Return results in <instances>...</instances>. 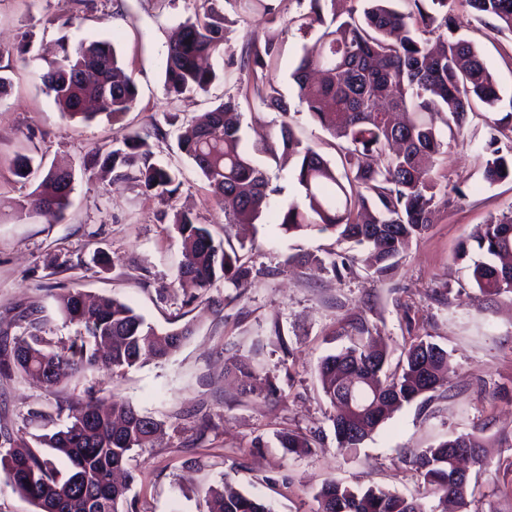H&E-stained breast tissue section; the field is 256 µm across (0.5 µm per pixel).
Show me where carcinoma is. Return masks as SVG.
Listing matches in <instances>:
<instances>
[{
  "instance_id": "cac0c4a2",
  "label": "carcinoma",
  "mask_w": 512,
  "mask_h": 512,
  "mask_svg": "<svg viewBox=\"0 0 512 512\" xmlns=\"http://www.w3.org/2000/svg\"><path fill=\"white\" fill-rule=\"evenodd\" d=\"M220 0H203L205 20L180 25L166 45L164 88L167 95L205 93L216 79L202 60L221 53L224 14ZM246 13L275 16L272 0H237ZM308 4L298 16L299 30L319 29L314 49L299 60L291 77L301 104L311 118L338 141L341 167L332 165L292 125L284 122L277 134L283 152L295 157L298 196L288 202L281 228L288 234L317 232L359 247L368 267L383 272L394 266L406 245L430 228V215L439 184L433 158L444 145L435 116L448 114V138L464 136L468 114L503 103L498 83L472 42L447 35L451 0H408L411 10L393 8L394 0H349L346 16L336 15V0H298ZM495 31H512V0H466ZM279 52L278 36L250 43L226 68L248 71L261 104L288 113L284 100L268 77ZM46 93L69 119L90 121L96 113L114 119L130 111L137 89L116 49L107 41L79 39L60 46V55L40 75ZM98 112L85 111L88 102ZM237 103L228 97L178 137L180 150L194 163L211 189L215 202L233 205L225 223H252L272 196L265 172L251 153L241 148ZM490 137L483 176L493 185L512 181V145L500 146V135L512 132V99L499 118H486ZM158 123L133 129L106 150L83 159V170L106 168L115 177L136 183L157 197L178 190L176 173L156 158L155 142L166 138ZM387 154L386 164L374 168L368 159ZM34 158L16 157L14 175L25 179ZM71 172L49 169L28 195L23 208L36 215L57 217L73 190ZM182 260L177 281L190 283L200 295L219 281L238 286L252 278L253 268L237 252L215 241L208 225L188 213L173 214ZM470 239L484 255L475 261L472 278L489 295L512 294V264L497 266L493 258H512V211L475 228ZM83 293L68 289L55 295L65 322L76 327L67 340L50 336L44 306L32 303L17 313L15 334L0 333V375H21L48 390L69 375L89 369L114 373L150 359H163L192 335L189 323L158 331L129 303L114 297L94 304ZM108 344L110 352L100 353ZM386 351L363 342L323 357L318 366L322 393L336 410L332 416L337 447L346 454L400 408L436 391L449 378L448 352L424 336L412 338L398 370L385 369ZM362 385L364 414L346 412L350 385ZM67 412L65 425L40 436V443L62 454L69 463L60 477L50 460L27 445H17L8 429H0V472L34 507L35 512H121L134 476L127 469L131 453L145 448L161 423L126 401L90 395L58 412ZM316 437L285 433L280 445L293 454L312 448ZM482 444L472 435H459L420 450L412 460L424 484L442 503L453 500L467 507L468 482L448 484L464 454L482 463ZM320 512H424L414 498L381 488L353 490L329 480L318 492ZM210 512H271L261 499L241 493L212 496Z\"/></svg>"
}]
</instances>
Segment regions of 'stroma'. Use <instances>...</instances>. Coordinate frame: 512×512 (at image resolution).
I'll use <instances>...</instances> for the list:
<instances>
[{
    "mask_svg": "<svg viewBox=\"0 0 512 512\" xmlns=\"http://www.w3.org/2000/svg\"><path fill=\"white\" fill-rule=\"evenodd\" d=\"M273 5L271 19L224 0L223 53L211 60L218 80L208 92L170 98L164 92L166 42L179 24L203 16L199 0H92L87 6L79 0H0V73L10 79L0 95V330L9 329L19 308L37 302L52 315L53 336L73 335V326L54 313V294L69 288L126 301L161 331L187 322L194 328L167 358L116 374L85 371L51 391L0 376V424L63 475L65 457L40 445L44 429L26 423L29 411L52 412L93 391L130 401L160 421L154 442L132 453L128 468L135 480L126 512H209L210 490L226 486L261 498L273 512H318L316 494L333 478L355 489L419 499L431 512L437 499L412 465L413 454L473 433L490 465L468 464L472 494L465 512H512V297H491L475 285L471 266L479 252L456 257L477 225L512 210V182L491 185L483 178L489 133L481 118H473L464 139L449 142L437 158L439 193L430 229L382 274L357 261L352 244L280 228V209L298 194L294 160L258 156L280 193L255 223L230 228L223 205L213 201L176 137L156 148L180 181L169 199L80 168L86 155L130 129L153 121L180 124L229 96L238 104L245 148L274 137L287 121L324 158L337 161L330 136L300 104L291 79L317 35L291 25L300 11L297 0ZM452 7L455 35L482 52L503 99L512 98V31L490 30L465 0ZM271 34L279 37L280 53L269 75L290 107L286 115L264 108L246 72L224 66L247 43ZM27 35L35 56L28 64L13 51ZM75 37L109 41L135 82L136 102L120 120H66L45 93L40 74L58 43ZM20 152L73 168L63 216L16 214L15 203L40 181L13 174L11 162ZM178 210L200 216L215 240L243 247L258 277L239 287L216 283L198 299L175 286L182 256L171 220ZM98 251L110 257L109 266L93 263ZM290 255L297 263L286 264ZM361 323L387 350L389 366H396L412 337L426 336L447 350L452 373L431 400L392 413L350 458L337 447L317 366L357 337ZM244 359L257 365L255 391L246 396L235 373ZM310 431L318 441L309 453L281 448V434Z\"/></svg>",
    "mask_w": 512,
    "mask_h": 512,
    "instance_id": "35a3bbf8",
    "label": "stroma"
}]
</instances>
